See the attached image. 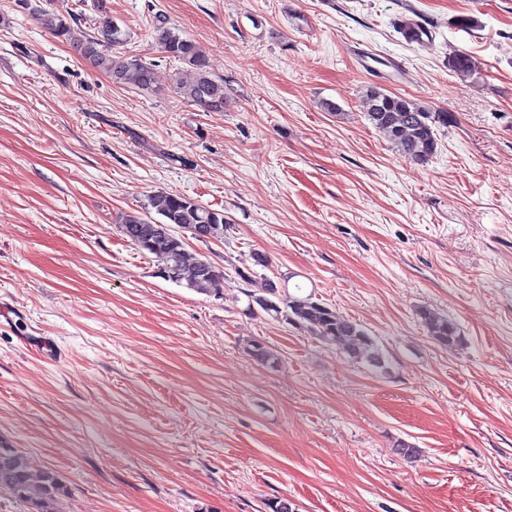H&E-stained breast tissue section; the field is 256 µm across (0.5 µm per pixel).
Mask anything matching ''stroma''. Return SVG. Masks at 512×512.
<instances>
[{"label": "stroma", "mask_w": 512, "mask_h": 512, "mask_svg": "<svg viewBox=\"0 0 512 512\" xmlns=\"http://www.w3.org/2000/svg\"><path fill=\"white\" fill-rule=\"evenodd\" d=\"M53 7L81 35L109 14L156 66L151 91L116 85L0 0V447L64 478L58 512H512V0ZM159 16L223 77L224 111L177 93ZM370 86L453 115L430 161L369 123ZM160 191L230 220L185 246L223 266L220 294L120 233ZM245 272L363 325L384 370L248 310ZM428 330L439 344L453 346L460 341V334L454 323L431 312L422 311Z\"/></svg>", "instance_id": "stroma-1"}]
</instances>
